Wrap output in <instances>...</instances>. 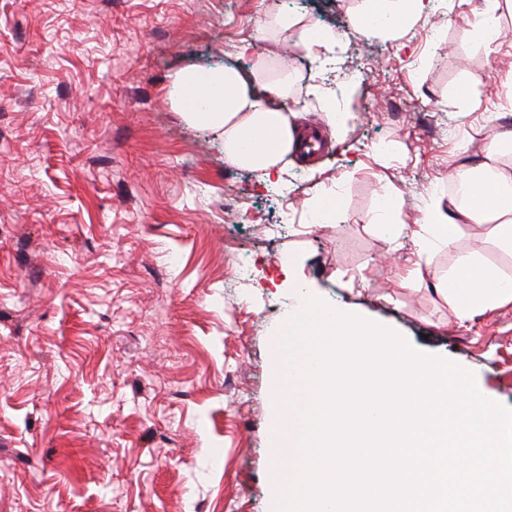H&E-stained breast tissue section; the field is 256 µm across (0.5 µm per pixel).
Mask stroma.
<instances>
[{"instance_id": "stroma-1", "label": "stroma", "mask_w": 512, "mask_h": 512, "mask_svg": "<svg viewBox=\"0 0 512 512\" xmlns=\"http://www.w3.org/2000/svg\"><path fill=\"white\" fill-rule=\"evenodd\" d=\"M485 5L428 0L367 38L362 0H0V512H272L275 334L295 280L512 407V304L458 326L397 280L453 254L419 257L374 220L391 194L421 223L461 146L512 131V12L487 44ZM281 11L341 46L327 64L285 56L288 105L325 150L288 156L277 181L225 165L174 77L249 69L238 46ZM323 196L338 207L311 223Z\"/></svg>"}]
</instances>
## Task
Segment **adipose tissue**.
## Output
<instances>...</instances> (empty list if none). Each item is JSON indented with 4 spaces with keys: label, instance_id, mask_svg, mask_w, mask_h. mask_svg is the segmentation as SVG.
<instances>
[{
    "label": "adipose tissue",
    "instance_id": "1",
    "mask_svg": "<svg viewBox=\"0 0 512 512\" xmlns=\"http://www.w3.org/2000/svg\"><path fill=\"white\" fill-rule=\"evenodd\" d=\"M425 9V0H363L355 28L365 37L392 34ZM290 30L295 33V46L308 54L336 45L332 30L302 26L286 13L265 16L261 22L268 40ZM238 52L252 55L249 70L189 67L176 74L175 83L186 102L184 116L189 123L205 126L222 138L226 165L267 176L281 174L285 156L304 135L286 105L288 71L276 65L274 52L258 53L249 44L240 46ZM486 171L492 172V179L476 184L467 204L432 198L422 224L413 232L420 253L455 251L448 272L432 275L418 266L401 280L405 288L431 283L447 303L449 315L462 325L477 313L512 304V277L481 253L457 248L463 225L480 224L487 241L499 253L512 256L511 135L492 141L477 164L460 166L458 175L467 179Z\"/></svg>",
    "mask_w": 512,
    "mask_h": 512
}]
</instances>
